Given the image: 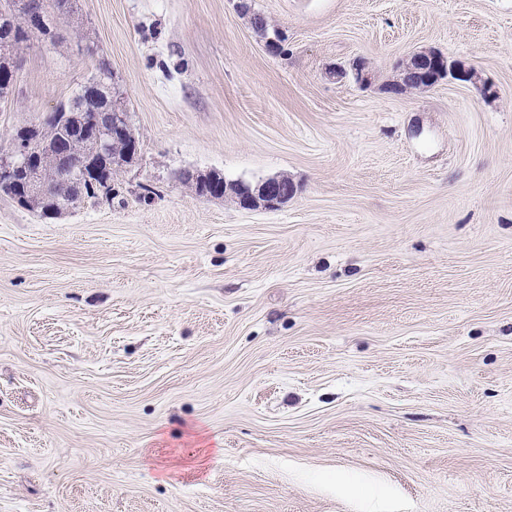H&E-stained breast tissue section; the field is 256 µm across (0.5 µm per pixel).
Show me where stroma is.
<instances>
[{
    "mask_svg": "<svg viewBox=\"0 0 512 512\" xmlns=\"http://www.w3.org/2000/svg\"><path fill=\"white\" fill-rule=\"evenodd\" d=\"M236 3L77 0L22 52L0 148L103 61L139 154L0 195V512H512V0H251L281 55ZM422 51L478 81L394 92ZM185 174L197 182L181 178L182 182L197 196H201L198 184L206 196L218 199L229 197L240 208L246 210L259 208L268 211L278 210L294 198L299 190L297 185L284 176H271L253 185L240 180L227 181L226 179L222 183L218 176L212 174L201 176L192 171Z\"/></svg>",
    "mask_w": 512,
    "mask_h": 512,
    "instance_id": "obj_1",
    "label": "stroma"
}]
</instances>
